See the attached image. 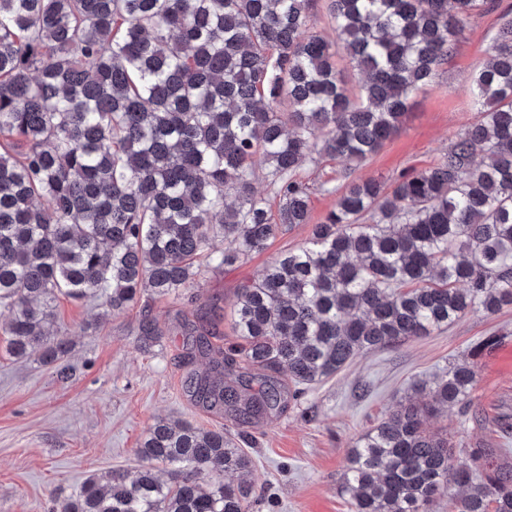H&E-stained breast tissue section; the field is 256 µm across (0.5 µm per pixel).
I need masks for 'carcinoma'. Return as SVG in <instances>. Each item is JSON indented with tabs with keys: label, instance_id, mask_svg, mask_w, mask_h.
Wrapping results in <instances>:
<instances>
[{
	"label": "carcinoma",
	"instance_id": "cac0c4a2",
	"mask_svg": "<svg viewBox=\"0 0 512 512\" xmlns=\"http://www.w3.org/2000/svg\"><path fill=\"white\" fill-rule=\"evenodd\" d=\"M314 0H0V317L15 358L51 336L61 298L114 315L145 292L177 297L199 259L232 267L282 228L307 224L301 162L359 165L400 129L459 35L494 0H329L336 38L310 30ZM362 75L347 93L334 59ZM478 120L433 166L388 190L343 172L307 245L278 256L232 304L237 345L214 348L185 320L190 396L237 437L157 420L135 478L88 477L50 512H253L254 423L360 353L512 306V19L469 81ZM483 153L482 160L475 159ZM263 179L279 200L257 194ZM224 235V249L215 238ZM140 342L162 336L140 321ZM288 371V381L279 374ZM474 371L437 375L428 400H400L350 446L341 476L353 512H512V469L483 448L457 461L424 416L471 404Z\"/></svg>",
	"mask_w": 512,
	"mask_h": 512
}]
</instances>
